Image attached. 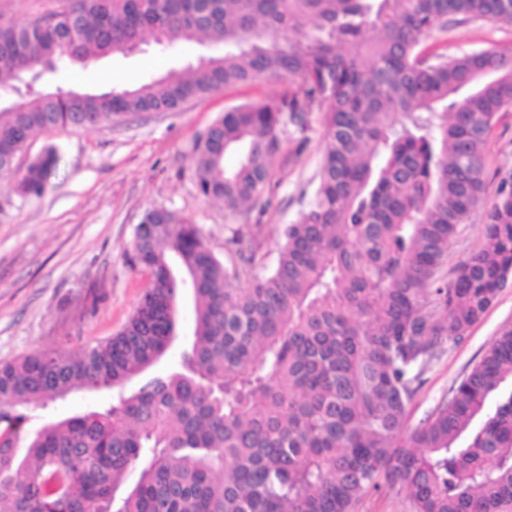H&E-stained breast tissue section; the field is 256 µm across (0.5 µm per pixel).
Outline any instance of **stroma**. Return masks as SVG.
Returning a JSON list of instances; mask_svg holds the SVG:
<instances>
[{
    "instance_id": "obj_1",
    "label": "stroma",
    "mask_w": 512,
    "mask_h": 512,
    "mask_svg": "<svg viewBox=\"0 0 512 512\" xmlns=\"http://www.w3.org/2000/svg\"><path fill=\"white\" fill-rule=\"evenodd\" d=\"M512 47V27L482 20L450 25L442 52L461 56ZM202 49L181 44L161 52L109 55L83 66L62 64L48 90L134 89L166 71L196 62ZM294 78L223 88L167 112H140L84 130H55L33 137L15 167L46 151L58 158L41 196L14 199L0 212V363L42 349L70 352L118 332L133 313L147 278L132 261L131 244L145 213L166 208L197 224L216 254H223L231 217L221 202L200 195L192 169L193 143L228 108L264 103L296 91ZM320 112H312L309 144L296 153L286 138L262 200L240 220L260 225L263 267L272 268L286 225L313 191L321 158ZM512 170V107L502 110L486 143V192L491 205L500 178ZM260 267V268H263ZM259 267L239 265V286ZM512 324V284L458 347L427 373L410 425H417L456 379L484 355L503 325Z\"/></svg>"
}]
</instances>
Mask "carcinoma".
<instances>
[{"mask_svg": "<svg viewBox=\"0 0 512 512\" xmlns=\"http://www.w3.org/2000/svg\"><path fill=\"white\" fill-rule=\"evenodd\" d=\"M69 2L0 26L1 175L39 132L286 76L298 91L228 109L195 141L199 193L231 217L259 200L284 128L305 142L315 104L321 164L275 266L247 287H235L238 261L262 264L260 225L229 228L221 259L191 220L155 208L132 245L148 284L122 329L0 364V512H355L397 489L412 512H512V325L406 429L426 372L512 278V173L483 211L479 247L443 273L483 201L512 50L450 57L423 41L459 17L512 25V0ZM204 41L223 53L137 89L27 90L8 104L62 62ZM56 162L32 161L11 193L41 195ZM188 290L190 344L178 370L152 374ZM101 388L117 399L31 424V407Z\"/></svg>", "mask_w": 512, "mask_h": 512, "instance_id": "1", "label": "carcinoma"}]
</instances>
